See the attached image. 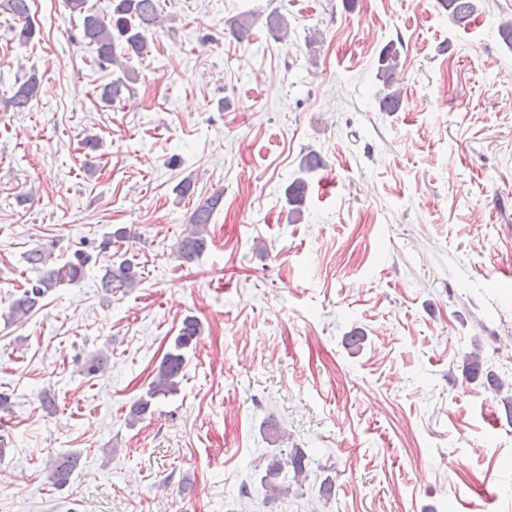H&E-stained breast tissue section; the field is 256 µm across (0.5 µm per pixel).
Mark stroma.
Wrapping results in <instances>:
<instances>
[{
	"mask_svg": "<svg viewBox=\"0 0 512 512\" xmlns=\"http://www.w3.org/2000/svg\"><path fill=\"white\" fill-rule=\"evenodd\" d=\"M161 5L130 97L110 106L112 71L74 42L66 0H31L27 44L0 13V308L37 247L63 262L125 226L113 249L142 271L105 294L101 255L28 318L0 319V512H512V50L498 36L512 0H479L465 29L439 0ZM245 13L240 43L229 24ZM389 44L396 112L377 103ZM30 70L38 99L14 111ZM311 149L325 166L296 218L284 190ZM187 177L224 200L182 265ZM189 316L202 331L177 392L129 422ZM100 349L105 371L86 374ZM472 352L502 393L468 378ZM293 447L305 479L268 495L267 464ZM63 454L79 460L59 489ZM75 466L76 458L73 456L63 455L56 458L50 468L49 478L51 482L58 487L66 486L70 481Z\"/></svg>",
	"mask_w": 512,
	"mask_h": 512,
	"instance_id": "1",
	"label": "stroma"
}]
</instances>
